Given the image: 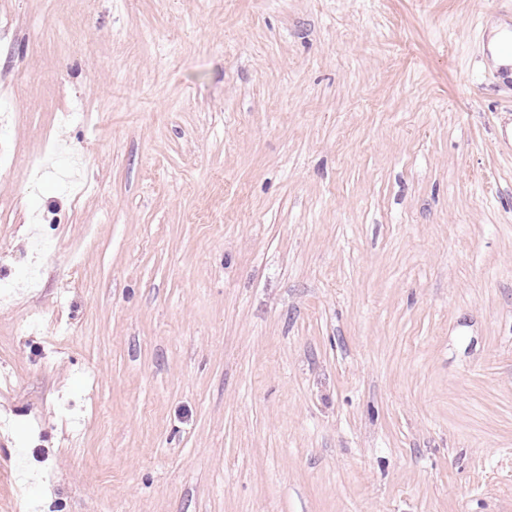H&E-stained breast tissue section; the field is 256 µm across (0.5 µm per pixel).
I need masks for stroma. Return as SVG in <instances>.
Instances as JSON below:
<instances>
[{
	"mask_svg": "<svg viewBox=\"0 0 512 512\" xmlns=\"http://www.w3.org/2000/svg\"><path fill=\"white\" fill-rule=\"evenodd\" d=\"M512 0H0V512H512Z\"/></svg>",
	"mask_w": 512,
	"mask_h": 512,
	"instance_id": "1",
	"label": "stroma"
}]
</instances>
